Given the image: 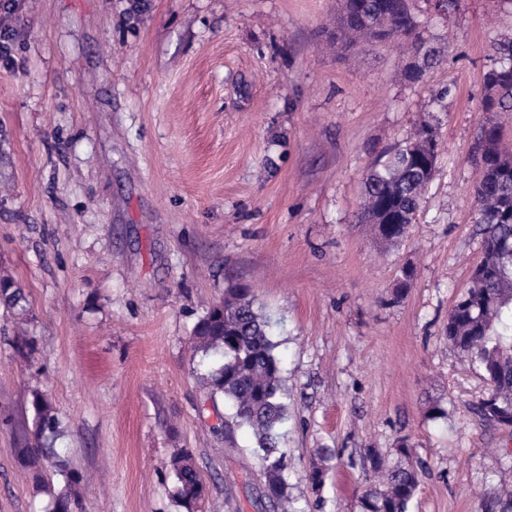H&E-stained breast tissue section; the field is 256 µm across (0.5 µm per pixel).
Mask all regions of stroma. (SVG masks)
<instances>
[{"label":"stroma","mask_w":512,"mask_h":512,"mask_svg":"<svg viewBox=\"0 0 512 512\" xmlns=\"http://www.w3.org/2000/svg\"><path fill=\"white\" fill-rule=\"evenodd\" d=\"M0 65V512H46L16 457L21 392H49L56 460L85 512H179L165 467L190 449L201 512H263L254 438L203 385L192 341L233 284L253 288L281 359L280 427L298 512H358L371 454L407 445L412 512H482L512 433L478 425V367L448 313L482 253L479 106L512 0L416 7L437 60L337 49L338 0H18ZM440 150L397 243L358 221L372 164L420 120ZM414 277L394 293L405 270ZM27 337L17 350L13 339ZM333 452L325 484L303 475ZM26 297L15 282L8 277L0 278V304L7 310L23 314L26 311Z\"/></svg>","instance_id":"35a3bbf8"}]
</instances>
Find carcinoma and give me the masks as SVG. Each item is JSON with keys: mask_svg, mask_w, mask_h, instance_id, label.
<instances>
[{"mask_svg": "<svg viewBox=\"0 0 512 512\" xmlns=\"http://www.w3.org/2000/svg\"><path fill=\"white\" fill-rule=\"evenodd\" d=\"M409 0H340L336 14V46L351 48L370 41L411 43L415 56L427 64L435 50L420 30ZM422 64H412L410 81L423 76ZM483 112H512V41L494 47L492 65L484 75ZM438 156L435 126L422 121L412 137L369 170L364 183L360 219L374 227L386 242L403 238L415 223L422 192L433 178ZM479 178L473 186L477 207L482 259L464 294L448 314V344L463 358L478 365L489 384L488 394L497 408L512 411V151L504 143L501 128L483 126L475 142ZM252 288L237 285L225 289L224 300L212 306L194 330L197 349L204 356H218L207 371L205 385L212 395L224 397L231 423L249 428L256 440L263 484L273 512H297L288 495L285 452L277 430L285 419L281 400V362L269 336L267 323L254 309ZM26 297L15 282L0 278V304L24 313ZM31 433L23 434L17 448L21 464L33 472L39 487L52 498V512H84L81 477L60 463L56 472L63 487L42 475L41 460L53 452L60 423L48 394L33 390ZM330 449L319 452L320 462L305 474L312 490L325 482L322 462ZM372 476L359 499V512H411L421 483V470L410 461L406 444L397 458L370 457ZM175 498L184 512H199L208 494L206 483L191 450L182 448L169 461Z\"/></svg>", "mask_w": 512, "mask_h": 512, "instance_id": "carcinoma-1", "label": "carcinoma"}]
</instances>
